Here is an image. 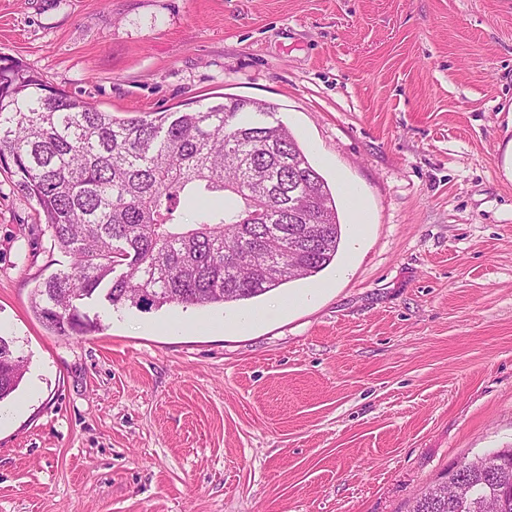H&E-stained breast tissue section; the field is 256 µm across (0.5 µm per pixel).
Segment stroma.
I'll return each instance as SVG.
<instances>
[{"label": "stroma", "mask_w": 512, "mask_h": 512, "mask_svg": "<svg viewBox=\"0 0 512 512\" xmlns=\"http://www.w3.org/2000/svg\"><path fill=\"white\" fill-rule=\"evenodd\" d=\"M0 57L121 118L269 103L342 225L316 276L59 336L31 297L71 259L0 171V336L41 370L0 512H408L512 448V0H0ZM320 292V288H310L308 294L306 295L293 297L292 299L288 300V303L281 302L280 300L275 301L270 306H268L261 315H256L254 313H244L231 320L229 324L232 328L244 330L256 320L274 316L281 313L286 308H290L300 303L309 302Z\"/></svg>", "instance_id": "35a3bbf8"}]
</instances>
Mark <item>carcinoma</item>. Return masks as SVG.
Returning a JSON list of instances; mask_svg holds the SVG:
<instances>
[{"label": "carcinoma", "instance_id": "obj_1", "mask_svg": "<svg viewBox=\"0 0 512 512\" xmlns=\"http://www.w3.org/2000/svg\"><path fill=\"white\" fill-rule=\"evenodd\" d=\"M273 106L246 98L188 112L119 118L50 85L14 60L0 64V168L37 205L54 246L72 258L33 291L32 308L60 336L100 327L86 303L205 307L249 300L311 277L335 258L341 224L328 184ZM196 217L176 215L181 202ZM299 259L294 277L261 270L267 250ZM25 359L0 336V402ZM477 492L512 512V459ZM412 512L459 510L434 485Z\"/></svg>", "mask_w": 512, "mask_h": 512}]
</instances>
